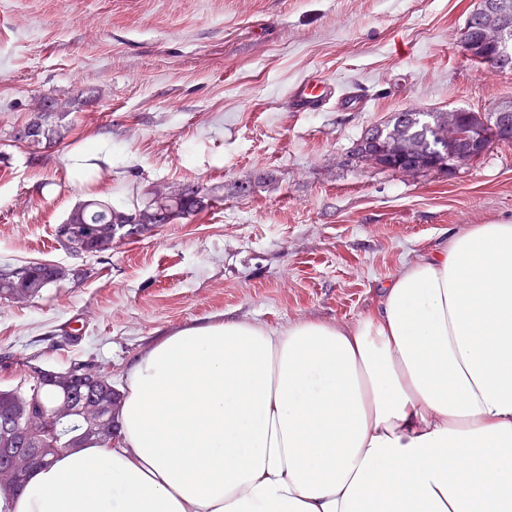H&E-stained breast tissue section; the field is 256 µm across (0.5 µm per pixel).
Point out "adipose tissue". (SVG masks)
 <instances>
[{
  "mask_svg": "<svg viewBox=\"0 0 512 512\" xmlns=\"http://www.w3.org/2000/svg\"><path fill=\"white\" fill-rule=\"evenodd\" d=\"M112 443L13 512H512V220L468 225L350 323H193L123 374Z\"/></svg>",
  "mask_w": 512,
  "mask_h": 512,
  "instance_id": "obj_1",
  "label": "adipose tissue"
}]
</instances>
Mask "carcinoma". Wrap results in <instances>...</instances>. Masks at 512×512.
<instances>
[{
	"mask_svg": "<svg viewBox=\"0 0 512 512\" xmlns=\"http://www.w3.org/2000/svg\"><path fill=\"white\" fill-rule=\"evenodd\" d=\"M70 102L54 95L47 94L43 99V115L31 120L40 127L38 137L28 141L35 150L41 145L53 144L63 138L60 130L43 124L42 116L56 113H67ZM457 116L455 112H398L386 126L375 127L367 135H378L380 143L388 148L390 156L395 161L408 164L415 162L426 170L448 172V166L453 164L457 150L453 147L442 146L436 138V130L448 118ZM207 206L205 198L186 185L174 193L161 190L143 207H135L141 214V223L131 225L127 235H136L147 224L155 223V214H170L178 220L203 210ZM125 211L101 200H86L76 206L66 217V222L74 225L75 243L81 250H86L99 237L103 225L112 221L121 227L125 226ZM25 287L27 299L41 297L45 290L56 285L53 265L43 262H32L16 268L0 270V300L10 301L16 292V286ZM90 366L75 365L67 371L65 379H44L39 384L31 383L25 387L0 390V413L10 412L21 416L29 404L39 403L45 408L53 406L57 401L70 400L80 404L86 397L93 395L109 415L105 423L87 425L81 415L74 414L56 430V445L60 448H82L92 444H108L116 430V410L120 402L119 391L112 386L110 379L81 384L71 381L80 374L81 369Z\"/></svg>",
	"mask_w": 512,
	"mask_h": 512,
	"instance_id": "cac0c4a2",
	"label": "carcinoma"
}]
</instances>
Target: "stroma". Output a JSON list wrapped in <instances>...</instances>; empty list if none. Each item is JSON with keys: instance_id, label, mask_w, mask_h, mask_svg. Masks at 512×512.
I'll list each match as a JSON object with an SVG mask.
<instances>
[{"instance_id": "stroma-1", "label": "stroma", "mask_w": 512, "mask_h": 512, "mask_svg": "<svg viewBox=\"0 0 512 512\" xmlns=\"http://www.w3.org/2000/svg\"><path fill=\"white\" fill-rule=\"evenodd\" d=\"M476 2L0 0V268L88 271L0 301V389L76 363L120 385L136 355L206 319L350 322L466 225L512 220V143L452 178L350 159L394 113L512 104V70L461 53ZM316 76L342 104L289 111ZM48 93L72 101L68 131L34 153L10 132ZM92 137L111 156H77ZM188 184L213 198L187 218L94 256L55 240L81 201L129 210Z\"/></svg>"}]
</instances>
